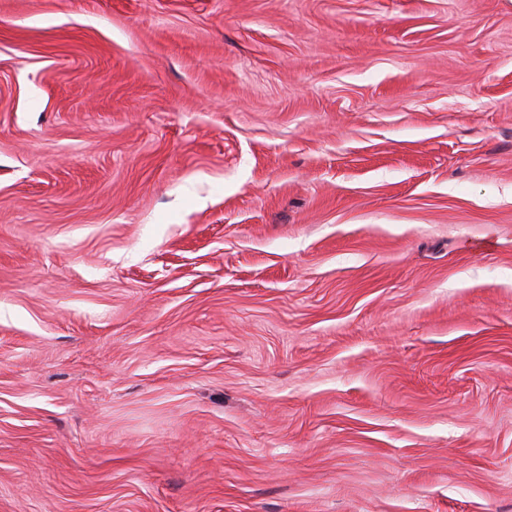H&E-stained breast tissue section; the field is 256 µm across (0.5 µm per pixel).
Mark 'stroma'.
I'll return each mask as SVG.
<instances>
[{
    "label": "stroma",
    "mask_w": 512,
    "mask_h": 512,
    "mask_svg": "<svg viewBox=\"0 0 512 512\" xmlns=\"http://www.w3.org/2000/svg\"><path fill=\"white\" fill-rule=\"evenodd\" d=\"M0 512H512V0H0Z\"/></svg>",
    "instance_id": "1"
}]
</instances>
